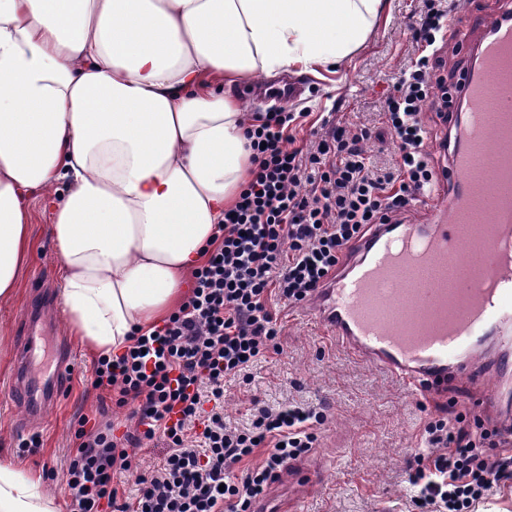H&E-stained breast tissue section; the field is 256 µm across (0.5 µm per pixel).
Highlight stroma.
I'll use <instances>...</instances> for the list:
<instances>
[{
    "label": "stroma",
    "mask_w": 512,
    "mask_h": 512,
    "mask_svg": "<svg viewBox=\"0 0 512 512\" xmlns=\"http://www.w3.org/2000/svg\"><path fill=\"white\" fill-rule=\"evenodd\" d=\"M423 7L422 0H383L367 39L340 66L289 72V79L303 82L304 92L285 101V108L327 116L333 126L380 125L384 93L417 55L409 28ZM49 224L48 212L35 207L33 255L16 298L0 303V456L21 467L61 472L79 417L123 423L128 411L94 388L96 358L69 332ZM35 305L46 329L36 375L52 372L67 356L74 366L61 391L29 417L22 393L9 381L17 374L24 320ZM272 310L281 326V351L261 360L248 378L225 384L224 417L248 427L258 403L274 409L305 404L323 412L317 440L304 454L313 466L292 512H419L409 475L425 424L459 413L467 422L487 425L505 417L502 406L481 404L462 385H449L444 398L416 395L385 369L339 346L304 317L300 305L279 301ZM35 433L42 442L39 453H23L22 440Z\"/></svg>",
    "instance_id": "35a3bbf8"
}]
</instances>
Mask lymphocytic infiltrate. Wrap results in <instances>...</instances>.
<instances>
[{"label": "lymphocytic infiltrate", "instance_id": "1", "mask_svg": "<svg viewBox=\"0 0 512 512\" xmlns=\"http://www.w3.org/2000/svg\"><path fill=\"white\" fill-rule=\"evenodd\" d=\"M412 39L419 54L388 90L383 130L331 128L315 148L296 144L304 115L271 107L252 115L246 137L250 178L224 213L193 272L188 300L163 324L132 336L123 354L98 358L93 386L117 389V407L132 406L136 427L80 418L62 483L69 512H249L274 474L313 446L323 415L289 406L259 409L249 429L224 421V384L262 357L279 352L270 299L307 300L369 225L401 223L430 188L436 167L425 148L426 112L447 123L452 95L433 97L440 35L453 10L425 0ZM390 138L393 167L371 162L365 145ZM428 447L411 484L426 512H469L512 478V448L489 455L495 435L438 419L424 428ZM162 444L161 467L137 472L138 450ZM261 464L252 465L257 452ZM118 472L135 475L120 496Z\"/></svg>", "mask_w": 512, "mask_h": 512}]
</instances>
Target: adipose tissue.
<instances>
[{
    "label": "adipose tissue",
    "mask_w": 512,
    "mask_h": 512,
    "mask_svg": "<svg viewBox=\"0 0 512 512\" xmlns=\"http://www.w3.org/2000/svg\"><path fill=\"white\" fill-rule=\"evenodd\" d=\"M381 0H0V301L51 214L61 305L96 356L179 302L247 178L235 86L334 66ZM0 512H60L0 459Z\"/></svg>",
    "instance_id": "ef3b65f1"
}]
</instances>
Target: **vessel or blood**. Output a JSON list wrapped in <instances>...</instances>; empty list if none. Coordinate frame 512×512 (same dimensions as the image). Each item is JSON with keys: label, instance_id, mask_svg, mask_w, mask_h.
Returning a JSON list of instances; mask_svg holds the SVG:
<instances>
[{"label": "vessel or blood", "instance_id": "vessel-or-blood-1", "mask_svg": "<svg viewBox=\"0 0 512 512\" xmlns=\"http://www.w3.org/2000/svg\"><path fill=\"white\" fill-rule=\"evenodd\" d=\"M484 37L474 69L458 84L465 101L456 129L462 146H449L427 198L431 223L376 224L350 244L343 264L307 301L310 318L359 357L408 380L423 393L449 382L474 384L489 400L499 386L470 363L487 336L502 340L501 373L512 372V181L482 180L473 173L474 149L512 157V0L478 23ZM494 114H487V107ZM477 248L458 258L464 235ZM424 276L398 284V270ZM456 290H449V282ZM396 302L420 308L416 323H386L373 307ZM42 332L30 323L19 353L22 370L36 361Z\"/></svg>", "mask_w": 512, "mask_h": 512}]
</instances>
